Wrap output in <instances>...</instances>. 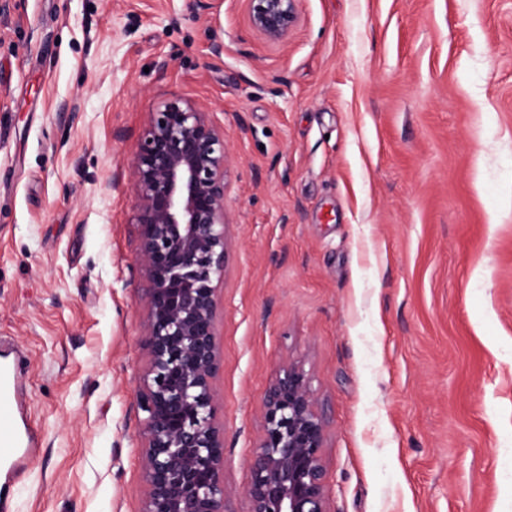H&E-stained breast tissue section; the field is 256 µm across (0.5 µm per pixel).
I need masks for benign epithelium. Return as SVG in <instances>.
Segmentation results:
<instances>
[{
    "mask_svg": "<svg viewBox=\"0 0 512 512\" xmlns=\"http://www.w3.org/2000/svg\"><path fill=\"white\" fill-rule=\"evenodd\" d=\"M246 2L255 31L288 37L297 0ZM131 166L143 277L140 512H224V424L213 399L217 283L229 247L224 129L203 107L173 96L149 113ZM325 437L310 374L284 363L262 402L246 489L251 512H330Z\"/></svg>",
    "mask_w": 512,
    "mask_h": 512,
    "instance_id": "benign-epithelium-1",
    "label": "benign epithelium"
}]
</instances>
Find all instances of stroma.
<instances>
[{
    "mask_svg": "<svg viewBox=\"0 0 512 512\" xmlns=\"http://www.w3.org/2000/svg\"><path fill=\"white\" fill-rule=\"evenodd\" d=\"M9 0L0 336L41 451L11 512H139L131 159L177 95L229 152L214 382L224 512H250L262 399L302 362L331 512H512V0ZM224 45L221 55L211 46ZM251 27L271 41H282L297 21V0H246Z\"/></svg>",
    "mask_w": 512,
    "mask_h": 512,
    "instance_id": "stroma-1",
    "label": "stroma"
}]
</instances>
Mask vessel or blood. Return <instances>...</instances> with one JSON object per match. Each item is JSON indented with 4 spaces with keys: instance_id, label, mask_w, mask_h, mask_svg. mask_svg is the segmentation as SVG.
Here are the masks:
<instances>
[{
    "instance_id": "b4317fda",
    "label": "vessel or blood",
    "mask_w": 512,
    "mask_h": 512,
    "mask_svg": "<svg viewBox=\"0 0 512 512\" xmlns=\"http://www.w3.org/2000/svg\"><path fill=\"white\" fill-rule=\"evenodd\" d=\"M25 353L0 338V512L10 508V492L38 447L39 432L27 421L20 378Z\"/></svg>"
}]
</instances>
